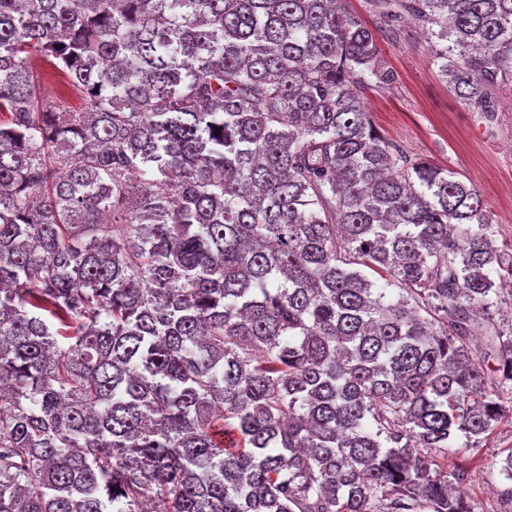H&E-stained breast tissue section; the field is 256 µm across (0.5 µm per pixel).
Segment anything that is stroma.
<instances>
[{
	"label": "stroma",
	"mask_w": 512,
	"mask_h": 512,
	"mask_svg": "<svg viewBox=\"0 0 512 512\" xmlns=\"http://www.w3.org/2000/svg\"><path fill=\"white\" fill-rule=\"evenodd\" d=\"M400 38L380 39L384 65L393 72L387 84L374 83L363 99L374 127L411 157L454 172L482 197L494 222L498 245L512 248V87L498 96L492 120H485L453 94L418 26L405 23ZM34 78L47 105L74 110L83 102L61 77L36 62ZM512 452V418L503 417L479 443L456 437L448 450L449 469H461V485L474 512H512L498 473Z\"/></svg>",
	"instance_id": "stroma-1"
}]
</instances>
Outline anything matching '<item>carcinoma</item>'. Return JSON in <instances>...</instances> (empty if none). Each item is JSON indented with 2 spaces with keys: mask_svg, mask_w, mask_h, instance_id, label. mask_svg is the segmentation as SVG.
<instances>
[{
  "mask_svg": "<svg viewBox=\"0 0 512 512\" xmlns=\"http://www.w3.org/2000/svg\"><path fill=\"white\" fill-rule=\"evenodd\" d=\"M368 6L0 0V512H473L437 458L512 403V251L361 90L413 17L492 116L512 0ZM33 71L38 84L39 95L44 103L64 109L79 110L83 107L80 94L74 89L66 88L61 77L49 73L50 69L45 63L36 62ZM66 99H71V101L67 102Z\"/></svg>",
  "mask_w": 512,
  "mask_h": 512,
  "instance_id": "obj_1",
  "label": "carcinoma"
}]
</instances>
